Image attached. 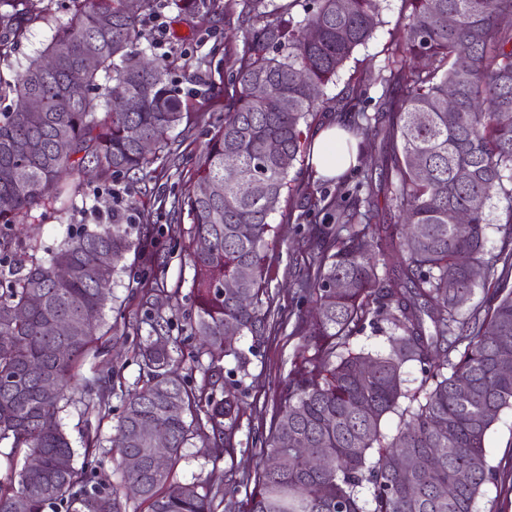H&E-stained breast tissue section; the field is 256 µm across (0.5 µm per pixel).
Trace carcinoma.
<instances>
[{
	"mask_svg": "<svg viewBox=\"0 0 512 512\" xmlns=\"http://www.w3.org/2000/svg\"><path fill=\"white\" fill-rule=\"evenodd\" d=\"M71 2L42 54L0 81V96L11 97V111L0 113V199L9 200L0 205V264L8 268L0 275V442L43 463L38 473L21 468L0 482V512H127L132 498L146 512H217L220 491L176 483L173 471L194 436L209 441L216 460L235 452L242 377L270 330L262 300L269 219L288 187L289 167L269 143L292 161L308 148L301 124L319 110V92L372 37L380 3L314 0L299 20L297 0H289L276 6L275 19L256 18L243 34L242 53L227 57L224 118L209 125L191 157L173 148L170 132L190 121L196 104L173 84L175 60L156 56L147 66L139 46L146 16L169 9L190 22L209 0ZM402 3L404 35L380 77L386 91L377 111L365 112L367 86L359 81L342 107L349 118L340 120L358 139L359 155L379 137L389 145V197L379 203L373 166L362 169L352 190L339 179L330 199L304 196L307 213L322 215L321 223L362 228L345 235L322 229L308 239L313 272L304 292L315 311L297 323L302 352L279 392L275 427L261 442L248 512H364L363 488L370 512H477L484 486L500 478L485 439L500 413L512 409V370L498 367L512 357V232L489 261L484 244L489 224L512 223V123L501 119L512 113V26L503 23L512 0ZM47 20L46 5L0 0V56ZM310 29L319 38L309 39ZM91 55L99 64L88 69ZM461 55L466 62L459 66ZM48 57L57 59L53 70L44 68ZM117 88L139 98L140 110L125 111L113 96ZM33 96L44 101L37 120L27 109ZM144 138L154 150L140 149ZM180 159L192 162L197 183L217 187L206 197H159L160 207L190 224L181 252L193 270L190 327L201 340L191 359L205 356L208 364L199 383L173 369L184 353L169 335L170 321L145 311L149 330L138 347L145 380L128 394L112 447L103 446L99 428H89L83 465L60 470V458L75 456L59 418L62 402L82 403L101 422L120 379L109 375L96 399L88 385L83 396L69 395L88 355L103 352L100 281L115 280L130 255L145 275H157L159 266L153 238L128 222L133 201L113 207L102 224L68 232L46 257L27 225L46 206L76 209L88 172L107 184ZM20 165L22 179L15 175ZM502 199L503 219L496 215ZM459 211L467 223H454ZM100 250L111 257L105 269L96 261ZM338 279L349 287L330 289ZM480 284V305L464 309L461 299ZM52 320L77 330L51 335ZM229 327L236 336L226 335ZM368 327L386 336L387 352L353 346ZM244 336L253 340L247 350L239 345ZM226 358L236 367L225 374ZM409 365L421 373L413 391L404 386ZM47 380L50 392L43 390ZM390 414L399 417L393 435L381 429ZM145 424L168 436L161 472L147 462L127 469L129 458H147ZM108 454L118 456V484L96 480ZM278 456L287 463L269 468ZM325 456L328 467L313 464Z\"/></svg>",
	"mask_w": 512,
	"mask_h": 512,
	"instance_id": "carcinoma-1",
	"label": "carcinoma"
}]
</instances>
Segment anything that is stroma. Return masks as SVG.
Masks as SVG:
<instances>
[{
  "label": "stroma",
  "mask_w": 512,
  "mask_h": 512,
  "mask_svg": "<svg viewBox=\"0 0 512 512\" xmlns=\"http://www.w3.org/2000/svg\"><path fill=\"white\" fill-rule=\"evenodd\" d=\"M280 0H216L213 10L205 17L206 34L195 41H187L188 26L174 22L173 12L147 17L143 29L149 39L141 48L146 55L168 54L177 60L174 79L185 91L194 88L195 78L215 74L224 69L225 50L236 52L243 49L242 31L251 24L255 16L272 19L274 7ZM402 0H381L380 19L372 39L359 48L353 58L340 72L334 84L324 91V104L318 112L307 118L309 130H316L337 117L336 102L345 95L356 78L370 76L367 112H375L383 95V87L375 77L383 69L396 41L402 35L399 17ZM174 27L180 39L176 42L156 44L151 36L157 26ZM53 27L47 23L33 25L20 46L0 59V75L11 76L20 69L29 57L36 55L49 43ZM293 181L291 193L283 195L279 210L272 215L271 222L277 228L276 237L267 250L266 279L271 299L272 329L261 346H253L251 337H244L241 348H255L250 358L243 387L245 398L234 430V456L214 459L202 439H191L182 452V458L174 469V479L180 483H197L208 489H218L225 502L231 503L236 512H241L254 486V476L260 462L258 436L269 433L273 426L276 401L280 388L288 375L291 362L303 342L296 333L295 325L300 316L308 314L310 304L304 303L299 291L310 268L311 256L306 243L312 226L305 219L301 203L306 187L320 186L334 192L335 183L316 181L309 175L306 156H298L290 170ZM112 213V187L96 179L86 177L78 198V208L68 215L49 210L32 226V233L45 246L54 245L60 225L79 226L97 224L107 220ZM193 271L177 255L165 258V269L160 276L165 289H178L179 308L170 310L166 299H159L162 313L173 316L171 336L177 337L184 351L197 349L198 341L192 336L189 315L192 308L191 280ZM101 332L110 347V353L101 357L92 366H84V376L106 375L119 371L123 390L114 391L108 402L110 415L101 429L104 447H111L116 433L115 426L122 411L126 391L140 384L144 371L134 355L137 335L134 329L117 323L113 311H106ZM486 451L491 465L502 472L512 471V409L504 410L486 437Z\"/></svg>",
  "instance_id": "35a3bbf8"
}]
</instances>
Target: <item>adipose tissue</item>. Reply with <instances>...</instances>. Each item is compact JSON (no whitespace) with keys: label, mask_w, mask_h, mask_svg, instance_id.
<instances>
[{"label":"adipose tissue","mask_w":512,"mask_h":512,"mask_svg":"<svg viewBox=\"0 0 512 512\" xmlns=\"http://www.w3.org/2000/svg\"><path fill=\"white\" fill-rule=\"evenodd\" d=\"M350 136L341 126L328 124L310 137L307 162L315 177L331 180L357 164V147L349 143Z\"/></svg>","instance_id":"1"}]
</instances>
